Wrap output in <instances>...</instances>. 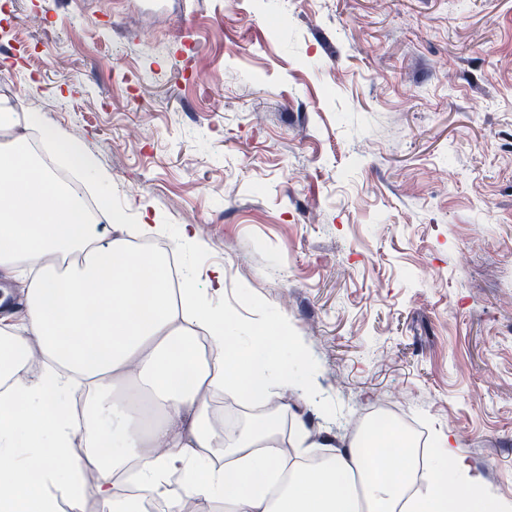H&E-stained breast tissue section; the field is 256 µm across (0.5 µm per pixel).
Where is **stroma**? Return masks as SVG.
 <instances>
[{
	"label": "stroma",
	"instance_id": "35a3bbf8",
	"mask_svg": "<svg viewBox=\"0 0 512 512\" xmlns=\"http://www.w3.org/2000/svg\"><path fill=\"white\" fill-rule=\"evenodd\" d=\"M0 98L198 288L223 266L213 304L301 338L324 407L283 392V438L382 411L512 501V0H0ZM46 135L50 141L55 142L60 148L70 154L82 168L86 169L88 172L95 173L100 182L107 183L110 181V175L105 171L98 170L94 157L84 152L78 144L66 140L53 129H47Z\"/></svg>",
	"mask_w": 512,
	"mask_h": 512
}]
</instances>
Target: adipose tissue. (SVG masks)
Masks as SVG:
<instances>
[{"mask_svg":"<svg viewBox=\"0 0 512 512\" xmlns=\"http://www.w3.org/2000/svg\"><path fill=\"white\" fill-rule=\"evenodd\" d=\"M38 113L0 101V278L19 282L20 308L0 316V512H62L85 498L84 475L97 479L99 512H144L120 474L134 467L143 498L181 512L196 499L223 512H512L482 475L441 440V468L419 470L408 437L384 426L365 432L318 467L303 465L311 432L300 426L295 458L282 451L277 410L231 445L224 466L210 463L216 433L209 401L236 391L268 405L287 389L319 399L299 380L287 325L258 330L239 350L225 338L231 313L213 305L224 270L201 293L190 276L169 286L166 260L136 250L155 224L99 233L81 199L33 160L25 129ZM45 361L36 374L32 346ZM82 437L83 456L72 452ZM399 451L396 467L382 452ZM179 495H169L171 478Z\"/></svg>","mask_w":512,"mask_h":512,"instance_id":"obj_1","label":"adipose tissue"}]
</instances>
